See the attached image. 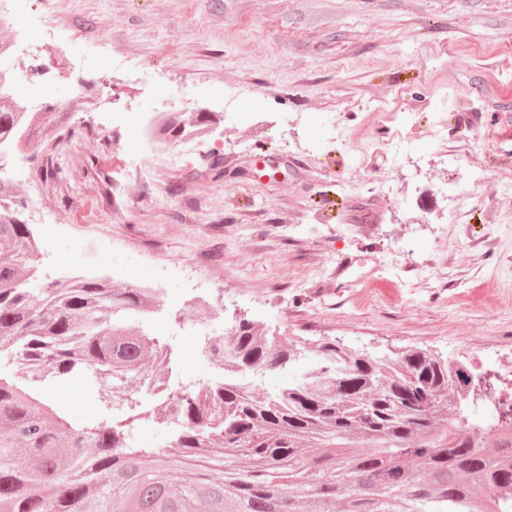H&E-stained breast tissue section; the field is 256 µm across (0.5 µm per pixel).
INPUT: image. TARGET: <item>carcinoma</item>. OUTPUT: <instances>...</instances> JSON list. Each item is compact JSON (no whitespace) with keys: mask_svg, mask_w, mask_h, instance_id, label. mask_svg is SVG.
Instances as JSON below:
<instances>
[{"mask_svg":"<svg viewBox=\"0 0 512 512\" xmlns=\"http://www.w3.org/2000/svg\"><path fill=\"white\" fill-rule=\"evenodd\" d=\"M21 121L0 100V141ZM25 209L0 182V354L23 381L0 378V512H512V399L469 418L490 389L419 348L373 357L324 341L322 370L261 394L244 375L279 370L298 348L240 320L207 349L241 377L169 394V443L134 447L128 418L71 429L32 384L82 374L123 401L134 380L162 378L171 352L130 325L153 301L143 288L28 287ZM458 471L474 483L457 484Z\"/></svg>","mask_w":512,"mask_h":512,"instance_id":"cac0c4a2","label":"carcinoma"}]
</instances>
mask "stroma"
<instances>
[{"label":"stroma","mask_w":512,"mask_h":512,"mask_svg":"<svg viewBox=\"0 0 512 512\" xmlns=\"http://www.w3.org/2000/svg\"><path fill=\"white\" fill-rule=\"evenodd\" d=\"M16 24L31 46L49 34L71 42L92 90L72 97L61 57L44 45L29 81L14 85L23 98L38 82L44 102L69 106L40 147L63 176L25 161L11 180L46 203L24 217L53 278L115 268L127 286L161 280L169 388L208 383L205 339L243 319L309 350L324 340L378 356L421 348L491 376L512 356V299L479 286L488 272L512 283V235L484 244L512 225L502 189L512 167L489 161L495 147L512 149V0H26ZM184 86L218 112L232 87L234 111L269 113L278 176L256 175L250 130L231 144L216 133L175 168L147 164L122 115ZM376 103L414 113L410 154L390 151L395 129L372 116ZM436 117L449 141L472 145L466 165L481 178L463 197L465 234L448 237L461 256L455 274L434 292L382 275L353 281L367 262L435 250ZM146 164L147 179L126 182ZM359 176L362 195L344 194ZM382 182L392 206L373 195ZM202 278L224 288L223 321L204 306L177 308ZM37 390L73 429L112 415L79 378Z\"/></svg>","instance_id":"1"}]
</instances>
